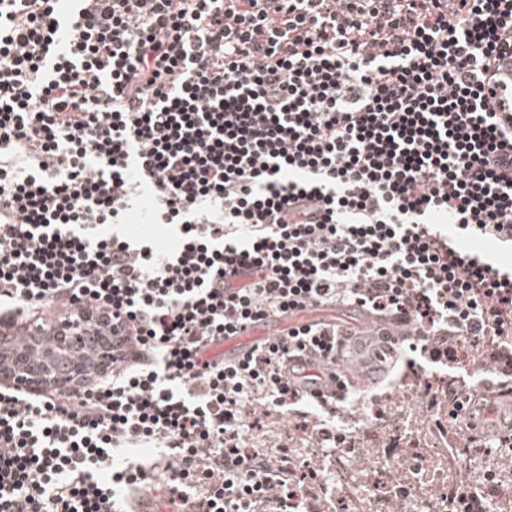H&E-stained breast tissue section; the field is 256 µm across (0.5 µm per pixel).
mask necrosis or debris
Wrapping results in <instances>:
<instances>
[{"label":"necrosis or debris","instance_id":"necrosis-or-debris-1","mask_svg":"<svg viewBox=\"0 0 512 512\" xmlns=\"http://www.w3.org/2000/svg\"><path fill=\"white\" fill-rule=\"evenodd\" d=\"M360 424L337 429L333 448L294 446L288 451L295 468L325 458L321 472L309 473L307 491L292 499L293 512H512V495L503 490V463L512 446L476 449L473 473L461 482L453 463L451 425L438 418L418 425L415 400L404 394L386 408L354 395Z\"/></svg>","mask_w":512,"mask_h":512}]
</instances>
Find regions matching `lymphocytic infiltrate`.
Instances as JSON below:
<instances>
[{
	"label": "lymphocytic infiltrate",
	"instance_id": "1",
	"mask_svg": "<svg viewBox=\"0 0 512 512\" xmlns=\"http://www.w3.org/2000/svg\"><path fill=\"white\" fill-rule=\"evenodd\" d=\"M0 0V333L112 318L110 371L0 386V512H289L247 441L273 411L335 426L359 329L300 324L234 363L224 337L317 307L397 340L382 376L465 344L512 393V0ZM174 251L123 232L137 186ZM258 279L233 288L239 269ZM458 433L512 417L456 392Z\"/></svg>",
	"mask_w": 512,
	"mask_h": 512
}]
</instances>
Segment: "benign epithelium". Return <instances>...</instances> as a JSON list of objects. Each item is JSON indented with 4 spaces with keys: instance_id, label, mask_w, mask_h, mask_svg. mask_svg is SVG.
<instances>
[{
    "instance_id": "benign-epithelium-1",
    "label": "benign epithelium",
    "mask_w": 512,
    "mask_h": 512,
    "mask_svg": "<svg viewBox=\"0 0 512 512\" xmlns=\"http://www.w3.org/2000/svg\"><path fill=\"white\" fill-rule=\"evenodd\" d=\"M54 349L34 362L22 351L0 357V380L8 379L17 388L30 391L66 390L83 381L86 363L74 354L86 347L88 334L98 342L90 356L102 370L112 364V321L108 318L63 320L53 326Z\"/></svg>"
}]
</instances>
